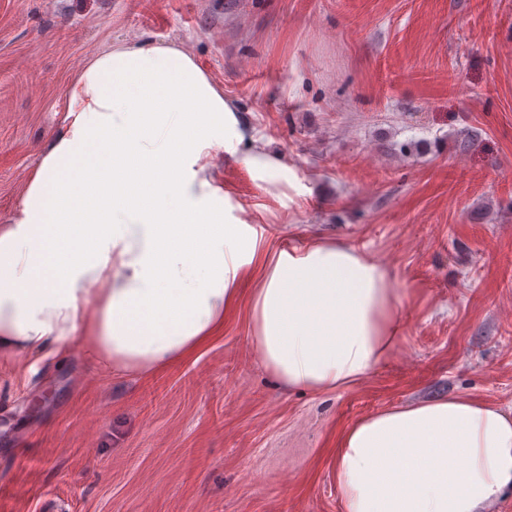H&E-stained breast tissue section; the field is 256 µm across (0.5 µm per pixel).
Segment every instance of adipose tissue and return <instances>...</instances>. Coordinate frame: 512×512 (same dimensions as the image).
Returning <instances> with one entry per match:
<instances>
[{"instance_id": "obj_1", "label": "adipose tissue", "mask_w": 512, "mask_h": 512, "mask_svg": "<svg viewBox=\"0 0 512 512\" xmlns=\"http://www.w3.org/2000/svg\"><path fill=\"white\" fill-rule=\"evenodd\" d=\"M66 92L67 128L0 227V357L77 348L151 375L244 297L250 347L287 389L346 390L389 362L405 291L382 261L318 237L272 252L225 223L208 172L244 135L183 48L96 54ZM336 483L342 512H491L512 489V408L456 396L364 417L340 439Z\"/></svg>"}]
</instances>
